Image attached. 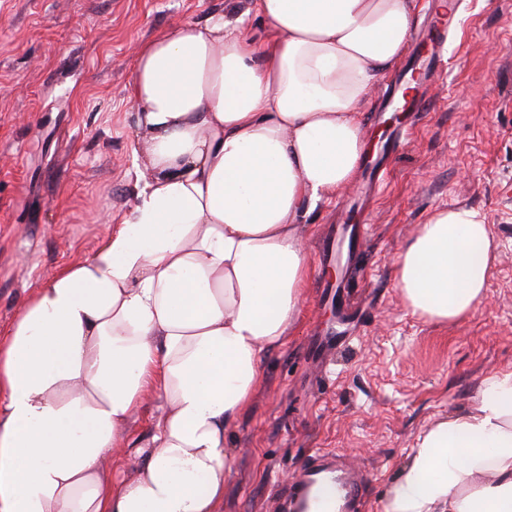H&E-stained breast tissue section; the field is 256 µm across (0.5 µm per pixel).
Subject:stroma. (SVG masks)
Wrapping results in <instances>:
<instances>
[{"instance_id": "obj_1", "label": "stroma", "mask_w": 512, "mask_h": 512, "mask_svg": "<svg viewBox=\"0 0 512 512\" xmlns=\"http://www.w3.org/2000/svg\"><path fill=\"white\" fill-rule=\"evenodd\" d=\"M253 0H0V331L59 268L90 256L149 174L134 155L128 96L135 43ZM364 213L366 244L342 258V286L318 267L321 238L346 218L353 180L306 214L314 269L300 316L261 367L224 438L232 475L218 512H275V491L319 451L364 472L362 512L387 491L418 436L477 403L512 372V0H463L443 81ZM485 215L499 244L485 299L461 322L414 313L395 267L438 208ZM162 412L149 394L109 468L134 473Z\"/></svg>"}]
</instances>
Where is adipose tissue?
Returning a JSON list of instances; mask_svg holds the SVG:
<instances>
[{
	"label": "adipose tissue",
	"instance_id": "adipose-tissue-1",
	"mask_svg": "<svg viewBox=\"0 0 512 512\" xmlns=\"http://www.w3.org/2000/svg\"><path fill=\"white\" fill-rule=\"evenodd\" d=\"M415 0H253L135 45L136 160L121 224L58 270L0 339V512H216L224 436L311 275L303 216L358 172L359 109L404 55ZM490 227L434 211L401 252L408 307L454 323L485 297ZM163 413L132 478L108 469L148 391ZM386 512H512V372L433 423Z\"/></svg>",
	"mask_w": 512,
	"mask_h": 512
}]
</instances>
